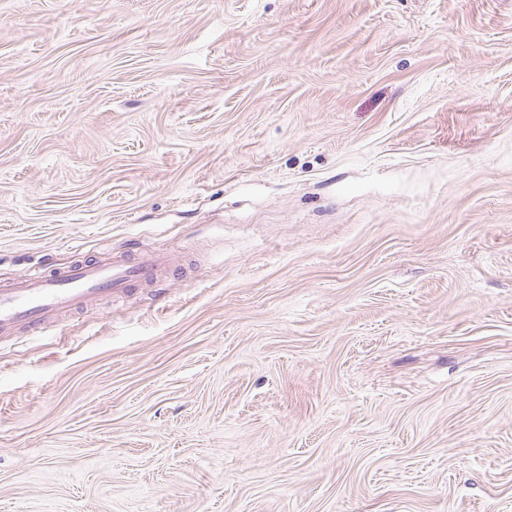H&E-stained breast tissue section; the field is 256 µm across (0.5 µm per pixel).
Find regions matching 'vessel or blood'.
Wrapping results in <instances>:
<instances>
[{
  "label": "vessel or blood",
  "mask_w": 512,
  "mask_h": 512,
  "mask_svg": "<svg viewBox=\"0 0 512 512\" xmlns=\"http://www.w3.org/2000/svg\"><path fill=\"white\" fill-rule=\"evenodd\" d=\"M183 258L137 249L106 259L79 258L63 268L39 269L0 284V339L39 336L64 316L97 306L162 277L180 276Z\"/></svg>",
  "instance_id": "1"
}]
</instances>
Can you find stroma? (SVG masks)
<instances>
[{"instance_id":"1","label":"stroma","mask_w":512,"mask_h":512,"mask_svg":"<svg viewBox=\"0 0 512 512\" xmlns=\"http://www.w3.org/2000/svg\"><path fill=\"white\" fill-rule=\"evenodd\" d=\"M134 245L0 512H512V0H0V280Z\"/></svg>"}]
</instances>
